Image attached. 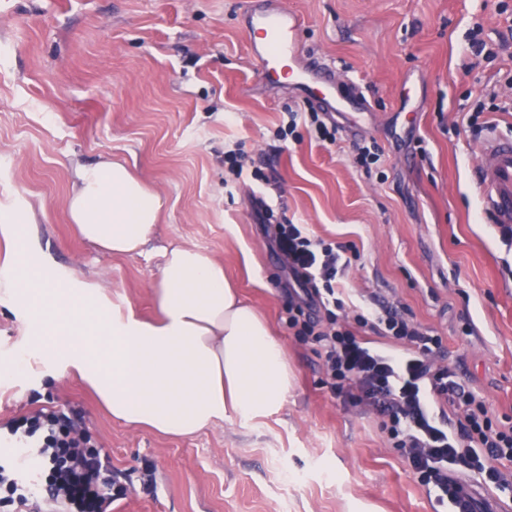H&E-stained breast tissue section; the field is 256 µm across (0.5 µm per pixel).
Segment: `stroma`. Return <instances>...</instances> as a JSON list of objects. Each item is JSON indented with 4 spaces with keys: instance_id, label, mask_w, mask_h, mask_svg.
<instances>
[{
    "instance_id": "1",
    "label": "stroma",
    "mask_w": 512,
    "mask_h": 512,
    "mask_svg": "<svg viewBox=\"0 0 512 512\" xmlns=\"http://www.w3.org/2000/svg\"><path fill=\"white\" fill-rule=\"evenodd\" d=\"M248 0H0V201L38 214L36 243L60 278L102 289L144 317L171 243L224 265L283 341L293 382L282 410L168 438L112 419L78 379L0 382V427L66 406L112 460L113 512H444L369 406L337 397L312 344L288 325V266L255 202L357 255L339 287L344 315L397 307L440 337L436 362L512 428V241L475 190L481 133L512 135L486 91L512 89V0H284L304 25L301 61L359 86L369 112L337 118L336 144L291 113L319 111L267 81L251 56ZM487 54L473 55L474 25ZM376 141L372 171L357 145ZM247 171L224 183V153ZM110 156L159 194L156 237L139 255H106L68 217L73 167Z\"/></svg>"
}]
</instances>
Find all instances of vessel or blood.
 I'll list each match as a JSON object with an SVG mask.
<instances>
[{"instance_id": "obj_1", "label": "vessel or blood", "mask_w": 512, "mask_h": 512, "mask_svg": "<svg viewBox=\"0 0 512 512\" xmlns=\"http://www.w3.org/2000/svg\"><path fill=\"white\" fill-rule=\"evenodd\" d=\"M246 18L252 52L261 61L265 75H287L299 89L306 88L317 75L329 80V69L320 63L299 62V14L278 0H252ZM323 105L327 112L344 113L354 124L361 123L368 111L366 103L354 94L339 102L324 100ZM480 150L483 161L476 181L478 196L495 224L512 227V138L489 129Z\"/></svg>"}]
</instances>
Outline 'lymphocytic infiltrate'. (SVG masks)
Listing matches in <instances>:
<instances>
[{
	"label": "lymphocytic infiltrate",
	"instance_id": "1",
	"mask_svg": "<svg viewBox=\"0 0 512 512\" xmlns=\"http://www.w3.org/2000/svg\"><path fill=\"white\" fill-rule=\"evenodd\" d=\"M277 252L303 291L288 301L289 326H302L318 344L322 366L337 395L374 407L383 417L382 427L394 448L406 455L417 480L435 486L450 512H478V504L464 494L452 470L482 476L486 485L501 489L512 484V430L494 426L483 402L445 367L432 358L440 339L411 325L398 310L366 309L359 325L406 342L403 356L369 348L347 324L330 316L327 326L307 319V309L342 307L334 284L350 260L346 245L315 236L302 224L275 227ZM446 405L448 413L438 412ZM7 435L25 441L28 464L17 467L10 457H0V497L28 512H43L57 504L63 512H112L116 495L105 490L112 475L109 456L78 430L64 409H40L11 421Z\"/></svg>",
	"mask_w": 512,
	"mask_h": 512
}]
</instances>
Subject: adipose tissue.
Returning a JSON list of instances; mask_svg holds the SVG:
<instances>
[{
	"instance_id": "ef3b65f1",
	"label": "adipose tissue",
	"mask_w": 512,
	"mask_h": 512,
	"mask_svg": "<svg viewBox=\"0 0 512 512\" xmlns=\"http://www.w3.org/2000/svg\"><path fill=\"white\" fill-rule=\"evenodd\" d=\"M162 207L121 161L103 157L74 170L70 220L103 252L141 253ZM35 223L33 213L0 204L9 246L0 294L29 320L19 350L0 358L1 381L39 357L50 364L46 378H79L114 419L180 438L283 408L292 384L286 348L209 253L163 248L152 284L158 315L145 320L132 307H109L78 278L60 279L31 261L26 244Z\"/></svg>"
}]
</instances>
